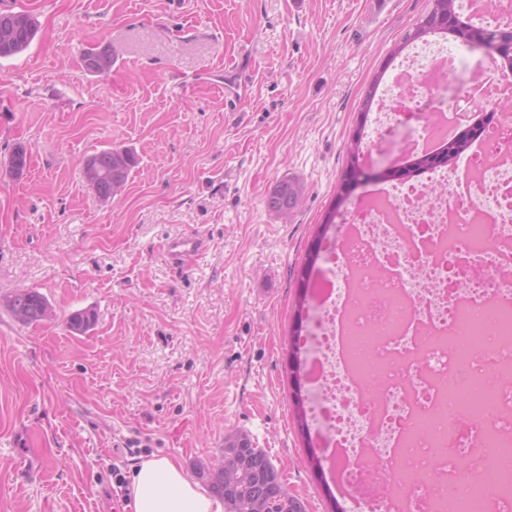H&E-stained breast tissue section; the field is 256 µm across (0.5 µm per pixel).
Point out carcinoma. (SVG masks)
Segmentation results:
<instances>
[{
    "instance_id": "carcinoma-1",
    "label": "carcinoma",
    "mask_w": 512,
    "mask_h": 512,
    "mask_svg": "<svg viewBox=\"0 0 512 512\" xmlns=\"http://www.w3.org/2000/svg\"><path fill=\"white\" fill-rule=\"evenodd\" d=\"M0 26L9 27L8 40H0V58L16 55L31 44L36 34V21L27 14L22 20H15V14H0ZM460 38L469 46L482 47L498 55L504 66L512 68V24L475 25L465 19L457 10L456 0H427V8L416 22L392 48L389 59H394L412 43L424 40L431 35ZM83 66L87 73L105 76L112 70L115 57L107 47L88 48L83 52ZM384 74L374 77L366 91L358 112L361 127H366L379 83ZM490 117H481L475 126L462 130L451 142H446L437 150L410 159V163L388 171L391 180H404L419 176L425 170L447 165L461 153L467 151L482 132ZM363 138L350 139L347 165L343 172L336 198L348 193L360 174V153L363 151ZM97 168L100 178L91 185V190L101 200L112 193V182L127 183L130 173L137 165L136 155L128 149L104 150L89 158ZM305 193L304 184L292 177L277 181L266 194V206L277 217L286 219L299 206ZM5 305L13 316L24 313L22 322L37 323L46 318L49 308L47 298L37 290H20L9 296ZM94 312L90 309L76 311L69 315L67 324L76 334L88 332L94 324ZM222 458L235 465L240 480L250 486H257L268 502L279 504L278 512H304L301 503L288 496L281 483L280 475L272 461L263 452L253 447L251 439H240L235 433L224 438ZM200 478L204 479L211 491L224 496V465L198 467Z\"/></svg>"
}]
</instances>
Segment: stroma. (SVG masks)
<instances>
[{
    "instance_id": "stroma-1",
    "label": "stroma",
    "mask_w": 512,
    "mask_h": 512,
    "mask_svg": "<svg viewBox=\"0 0 512 512\" xmlns=\"http://www.w3.org/2000/svg\"><path fill=\"white\" fill-rule=\"evenodd\" d=\"M427 0H0L38 21L0 58V512H131L152 456L189 473L225 436L264 449L305 512H331L293 410L288 358L300 270L375 73ZM92 46L115 53L87 73ZM25 146L15 174L9 157ZM138 156L100 200L86 161ZM305 195L289 220L276 181ZM208 248L174 270L165 238ZM35 289L49 320L4 305ZM94 327L70 332L69 315ZM82 61L87 73L105 76L111 72L115 57L107 47H93L83 52ZM305 193L304 184L292 177L277 181L266 194V206L277 217L287 219L299 206Z\"/></svg>"
}]
</instances>
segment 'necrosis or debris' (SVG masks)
<instances>
[{
	"instance_id": "necrosis-or-debris-1",
	"label": "necrosis or debris",
	"mask_w": 512,
	"mask_h": 512,
	"mask_svg": "<svg viewBox=\"0 0 512 512\" xmlns=\"http://www.w3.org/2000/svg\"><path fill=\"white\" fill-rule=\"evenodd\" d=\"M463 71V95L494 122L450 166L374 184L314 276L300 367L344 512H512V70L469 46L412 43L367 144L409 115L400 157L446 142L443 122L471 121L441 95Z\"/></svg>"
}]
</instances>
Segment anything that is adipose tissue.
I'll list each match as a JSON object with an SVG mask.
<instances>
[{"label": "adipose tissue", "instance_id": "ef3b65f1", "mask_svg": "<svg viewBox=\"0 0 512 512\" xmlns=\"http://www.w3.org/2000/svg\"><path fill=\"white\" fill-rule=\"evenodd\" d=\"M128 489L133 512H224L221 501L201 492L182 464L168 457L132 467Z\"/></svg>", "mask_w": 512, "mask_h": 512}]
</instances>
